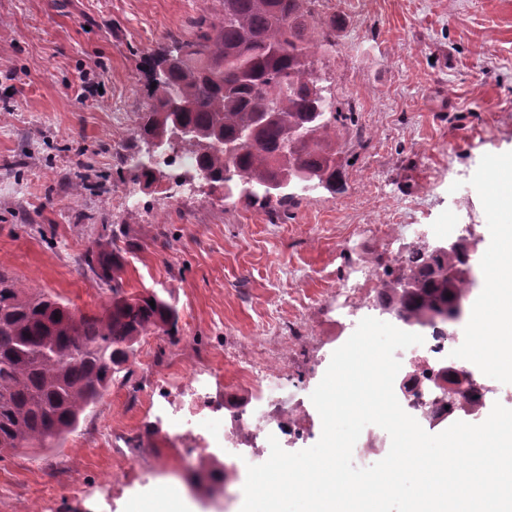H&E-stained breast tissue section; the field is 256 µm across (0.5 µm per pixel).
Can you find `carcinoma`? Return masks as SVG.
I'll return each instance as SVG.
<instances>
[{
	"mask_svg": "<svg viewBox=\"0 0 512 512\" xmlns=\"http://www.w3.org/2000/svg\"><path fill=\"white\" fill-rule=\"evenodd\" d=\"M221 18L202 15L189 38L171 39L174 64L151 89L152 106L136 139L173 142L198 163L181 181L203 177L283 215L308 192L343 189L340 135L353 113L336 105L318 66L335 51L334 24L319 21L315 0H214ZM189 128L195 136L183 137ZM131 180L149 184L163 167L131 155ZM117 235L98 242L84 264L111 292L98 314L36 292L0 268V452L55 448L78 426L134 357L140 337L177 340L180 310L152 292L129 295L119 272ZM436 269L414 260L393 281L383 308L415 327L453 326L459 295L477 280L462 244L434 254ZM452 297H447V294Z\"/></svg>",
	"mask_w": 512,
	"mask_h": 512,
	"instance_id": "cac0c4a2",
	"label": "carcinoma"
}]
</instances>
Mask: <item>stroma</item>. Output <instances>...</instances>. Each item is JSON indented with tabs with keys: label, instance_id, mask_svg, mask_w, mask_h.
<instances>
[{
	"label": "stroma",
	"instance_id": "35a3bbf8",
	"mask_svg": "<svg viewBox=\"0 0 512 512\" xmlns=\"http://www.w3.org/2000/svg\"><path fill=\"white\" fill-rule=\"evenodd\" d=\"M212 9V0H0V267L93 313L110 292L78 261L113 239L125 249L127 293L169 290L180 309L177 341L141 337L62 447L0 455V512H128L182 483L185 444L155 408L180 400L193 370L214 409L255 400L235 356L313 391L336 349L341 244H362L382 267L413 246L408 237L387 246L370 225L453 218L497 251L493 227L512 222V171L483 168L512 156V0L320 6L336 24L322 74L355 114L343 134L344 193L309 194L284 217L220 188L132 183L123 157L151 104L149 66ZM84 177L92 188L75 193ZM479 183L503 190L504 204L490 209ZM298 321L316 329L301 353L284 343ZM145 448L156 451L155 473H131ZM207 453L225 489L203 482L191 499L199 512H240L245 464L220 438Z\"/></svg>",
	"mask_w": 512,
	"mask_h": 512
}]
</instances>
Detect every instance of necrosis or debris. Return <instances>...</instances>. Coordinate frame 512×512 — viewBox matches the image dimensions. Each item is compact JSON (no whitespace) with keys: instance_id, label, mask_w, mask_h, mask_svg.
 I'll use <instances>...</instances> for the list:
<instances>
[{"instance_id":"4bbe7bcc","label":"necrosis or debris","mask_w":512,"mask_h":512,"mask_svg":"<svg viewBox=\"0 0 512 512\" xmlns=\"http://www.w3.org/2000/svg\"><path fill=\"white\" fill-rule=\"evenodd\" d=\"M383 276V270L368 260L347 263L336 286V307L346 312L349 322L361 320L368 297L386 298ZM471 321L472 315L467 312L454 326L438 322L423 327V344L396 353L401 369L394 387L401 396L402 408L421 426L445 428L457 421L478 424L485 420L492 403L512 402L511 390H503L484 371L467 369L461 363L459 348L473 337ZM240 375L257 392L258 400L250 409L228 405L223 413H205L207 387L196 375L185 392V402L167 409L166 420L178 421L198 445L218 434L236 447L272 435L286 434L296 440L307 435L308 428L301 421L307 413V399L296 386L285 391L270 390V383L278 377L270 365L244 367Z\"/></svg>"}]
</instances>
